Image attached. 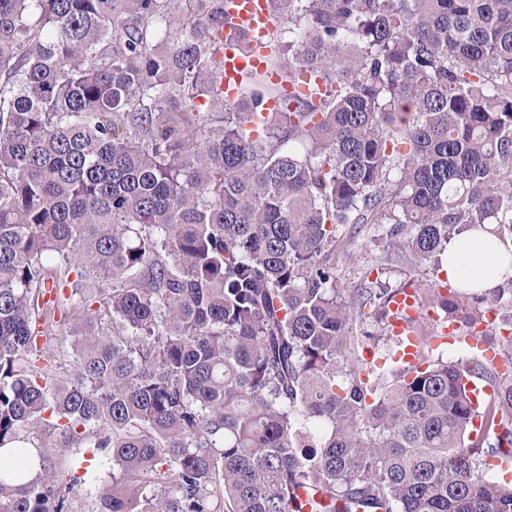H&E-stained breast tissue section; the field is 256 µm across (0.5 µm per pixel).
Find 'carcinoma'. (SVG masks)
Listing matches in <instances>:
<instances>
[{"mask_svg": "<svg viewBox=\"0 0 512 512\" xmlns=\"http://www.w3.org/2000/svg\"><path fill=\"white\" fill-rule=\"evenodd\" d=\"M271 8L322 90L264 116L257 76L224 107V0H0V512H68L77 479L25 480L42 427L120 468L98 512H512L481 458L512 456V382L491 444L458 365L344 370L400 289L347 301L333 261L349 224L420 262L512 238V0Z\"/></svg>", "mask_w": 512, "mask_h": 512, "instance_id": "obj_1", "label": "carcinoma"}]
</instances>
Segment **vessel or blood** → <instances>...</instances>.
<instances>
[{
    "label": "vessel or blood",
    "instance_id": "obj_1",
    "mask_svg": "<svg viewBox=\"0 0 512 512\" xmlns=\"http://www.w3.org/2000/svg\"><path fill=\"white\" fill-rule=\"evenodd\" d=\"M224 48L217 57L221 74L220 88L225 103H233L247 76L266 72L271 54L270 34L275 26L267 0H226L224 4ZM415 291L407 288L396 294L390 305V333L399 349L396 362L415 365L423 344L437 347L454 340L453 327L440 325L429 339L411 331L410 319L416 318Z\"/></svg>",
    "mask_w": 512,
    "mask_h": 512
}]
</instances>
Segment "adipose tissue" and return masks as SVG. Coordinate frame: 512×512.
Here are the masks:
<instances>
[{
	"label": "adipose tissue",
	"instance_id": "1",
	"mask_svg": "<svg viewBox=\"0 0 512 512\" xmlns=\"http://www.w3.org/2000/svg\"><path fill=\"white\" fill-rule=\"evenodd\" d=\"M441 272L461 287L491 293L512 279V246L480 231L464 232L449 241Z\"/></svg>",
	"mask_w": 512,
	"mask_h": 512
}]
</instances>
